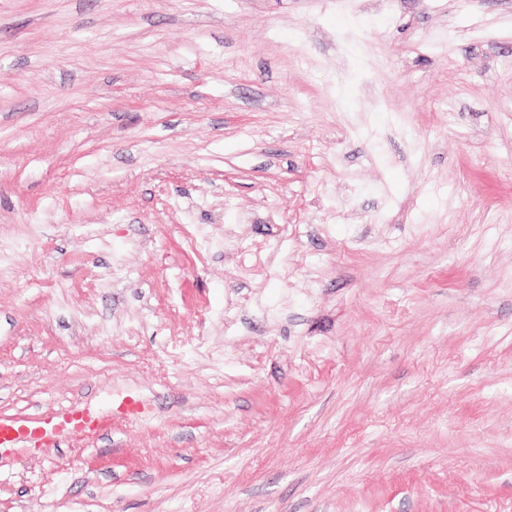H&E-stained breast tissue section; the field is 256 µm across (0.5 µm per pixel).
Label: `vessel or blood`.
<instances>
[{"instance_id": "b4317fda", "label": "vessel or blood", "mask_w": 512, "mask_h": 512, "mask_svg": "<svg viewBox=\"0 0 512 512\" xmlns=\"http://www.w3.org/2000/svg\"><path fill=\"white\" fill-rule=\"evenodd\" d=\"M108 413L97 406L66 410L45 421L0 417V456L25 446L48 445L65 435L99 433L107 427Z\"/></svg>"}]
</instances>
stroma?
<instances>
[{
  "mask_svg": "<svg viewBox=\"0 0 512 512\" xmlns=\"http://www.w3.org/2000/svg\"><path fill=\"white\" fill-rule=\"evenodd\" d=\"M87 402L0 512H512V0H0V416Z\"/></svg>",
  "mask_w": 512,
  "mask_h": 512,
  "instance_id": "stroma-1",
  "label": "stroma"
}]
</instances>
